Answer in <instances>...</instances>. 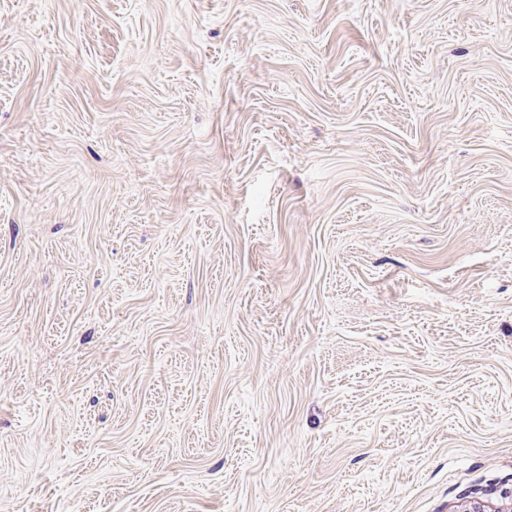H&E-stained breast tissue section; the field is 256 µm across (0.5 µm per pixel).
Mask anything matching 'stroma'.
Masks as SVG:
<instances>
[{"mask_svg":"<svg viewBox=\"0 0 512 512\" xmlns=\"http://www.w3.org/2000/svg\"><path fill=\"white\" fill-rule=\"evenodd\" d=\"M512 512V0H0V512Z\"/></svg>","mask_w":512,"mask_h":512,"instance_id":"stroma-1","label":"stroma"}]
</instances>
